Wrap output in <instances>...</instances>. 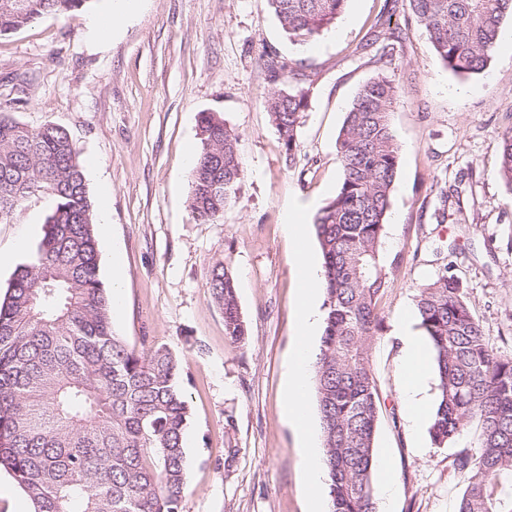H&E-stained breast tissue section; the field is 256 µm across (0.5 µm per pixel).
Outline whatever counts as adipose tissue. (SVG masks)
<instances>
[{"mask_svg":"<svg viewBox=\"0 0 512 512\" xmlns=\"http://www.w3.org/2000/svg\"><path fill=\"white\" fill-rule=\"evenodd\" d=\"M284 230L295 245L300 278V306L298 310V340L292 350L288 369L286 406L288 422L300 439L306 462V475L310 490V512H322L319 491L326 478L324 471L314 462V447L310 430V386L312 381L311 341L323 318L318 297L322 288V277L313 264L307 250L306 226L298 214L287 217ZM396 334L403 343L404 369L407 383L404 400L410 411L412 428H420L428 415V402L424 390L427 377L428 353L426 342L416 334L407 319H399Z\"/></svg>","mask_w":512,"mask_h":512,"instance_id":"obj_1","label":"adipose tissue"}]
</instances>
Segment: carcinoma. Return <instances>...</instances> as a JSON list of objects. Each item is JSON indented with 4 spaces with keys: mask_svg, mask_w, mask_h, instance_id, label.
Segmentation results:
<instances>
[{
    "mask_svg": "<svg viewBox=\"0 0 512 512\" xmlns=\"http://www.w3.org/2000/svg\"><path fill=\"white\" fill-rule=\"evenodd\" d=\"M91 0H0V37ZM288 38L328 30L349 0H264ZM439 62L483 72L512 0H408ZM277 81L295 67L273 53ZM401 88L378 75L358 90L337 138L339 190L317 213L324 330L313 366L330 512H377L372 494L379 396L370 343L381 330V252L399 148L390 116ZM288 154L297 148L304 91L280 88L264 101ZM200 152L189 208L219 220L244 173L239 135L214 112L199 116ZM499 175L512 191V127L499 140ZM54 208L29 260L0 300V470L34 512H179L187 486L183 437L190 407L178 361L164 346L139 352L112 328V297L99 274V243L80 152L63 128L31 129L0 111V224L32 198ZM211 296L232 341L248 329L236 279L223 263ZM417 316L437 370L429 427L434 444L474 426L477 446L454 459L465 477L458 512H512V359L489 349L461 282L442 274L419 288Z\"/></svg>",
    "mask_w": 512,
    "mask_h": 512,
    "instance_id": "obj_1",
    "label": "carcinoma"
}]
</instances>
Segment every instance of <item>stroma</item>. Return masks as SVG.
Masks as SVG:
<instances>
[{"instance_id": "obj_1", "label": "stroma", "mask_w": 512, "mask_h": 512, "mask_svg": "<svg viewBox=\"0 0 512 512\" xmlns=\"http://www.w3.org/2000/svg\"><path fill=\"white\" fill-rule=\"evenodd\" d=\"M109 0L47 15L0 37V110L75 141L94 216H107L100 275L120 258L123 298L114 332L139 349L178 359L191 416L188 485L180 512H306L297 439L285 413L295 338L297 272L283 224L288 207L313 221L337 193L336 140L359 88L386 74L401 93L391 114L400 146L385 226L378 308L383 326L370 365L380 399L376 453L393 461L392 512H448L464 479L455 456L465 429L436 447L413 431L403 402V350L394 322L415 312L422 284L448 271L496 354L512 358V190L499 178V138L512 126V18L485 71L458 75L438 61L407 0H349L315 40L291 42L263 0H145L106 39L89 28ZM276 52L296 66L291 87L308 107L286 155L264 108L276 89L264 65ZM240 136L244 175L224 217L194 220L189 148L200 113ZM112 193L102 198L101 185ZM52 203L27 201L0 224V298L43 235ZM232 270L246 343L224 334L211 269Z\"/></svg>"}]
</instances>
